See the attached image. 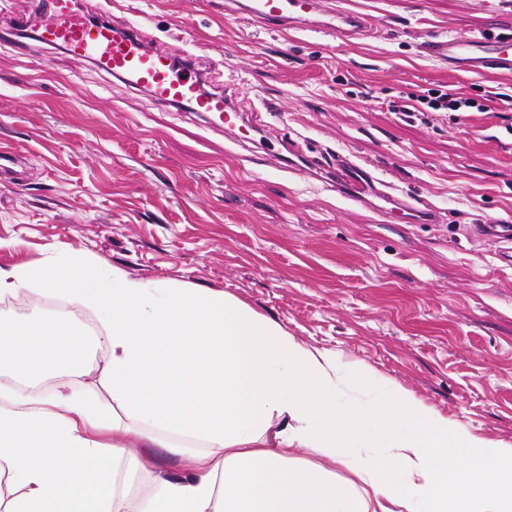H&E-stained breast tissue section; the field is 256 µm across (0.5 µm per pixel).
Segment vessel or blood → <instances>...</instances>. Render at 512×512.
<instances>
[{"instance_id": "1", "label": "vessel or blood", "mask_w": 512, "mask_h": 512, "mask_svg": "<svg viewBox=\"0 0 512 512\" xmlns=\"http://www.w3.org/2000/svg\"><path fill=\"white\" fill-rule=\"evenodd\" d=\"M31 4L30 21L41 43L90 59L100 71L147 91L161 105L186 106L206 120L218 115L229 131L249 127L247 115L229 98L201 90L199 71L191 57L151 49L136 25L91 24L87 14L74 9L72 0H31ZM224 9L273 30L308 29L345 40L371 36L376 27L368 15L331 7L328 0H226ZM423 51L455 70L512 74V35L508 33L482 38L433 37L424 42ZM285 168L304 178L326 173L338 195L386 217L405 214L413 224L445 221L439 209L410 212L399 196L389 192L387 182L374 168L347 155H336L325 164L294 140L288 147ZM473 232L483 242H512V224H478Z\"/></svg>"}]
</instances>
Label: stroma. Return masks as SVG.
<instances>
[{"instance_id": "1", "label": "stroma", "mask_w": 512, "mask_h": 512, "mask_svg": "<svg viewBox=\"0 0 512 512\" xmlns=\"http://www.w3.org/2000/svg\"><path fill=\"white\" fill-rule=\"evenodd\" d=\"M150 47L221 71L213 84L255 129L233 141L185 108L90 61L5 32L29 0H0V269L48 254L91 256L147 283L229 294L303 345L372 370L473 435L512 447V266L474 224L512 221V108L406 118L413 93L448 87L482 101L512 96V75L450 69L421 51L429 36L512 33L500 0H339L372 15L378 36H296L225 13L224 0H89ZM353 155L442 224L382 220L324 180L283 168L285 143ZM22 320L66 318L67 300L18 292ZM93 369L32 391L107 388L108 346Z\"/></svg>"}]
</instances>
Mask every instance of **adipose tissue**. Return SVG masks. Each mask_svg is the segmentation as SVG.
Wrapping results in <instances>:
<instances>
[{
    "instance_id": "obj_1",
    "label": "adipose tissue",
    "mask_w": 512,
    "mask_h": 512,
    "mask_svg": "<svg viewBox=\"0 0 512 512\" xmlns=\"http://www.w3.org/2000/svg\"><path fill=\"white\" fill-rule=\"evenodd\" d=\"M21 290L101 313L110 395L135 424L89 389L25 392L31 374L86 367L89 343L64 320L0 314V375L14 381L0 387V483L17 490L0 512H512V448L302 345L233 296L110 275L87 255L0 270V297ZM107 430L124 436L103 444ZM132 437L177 460L180 475L127 492Z\"/></svg>"
}]
</instances>
